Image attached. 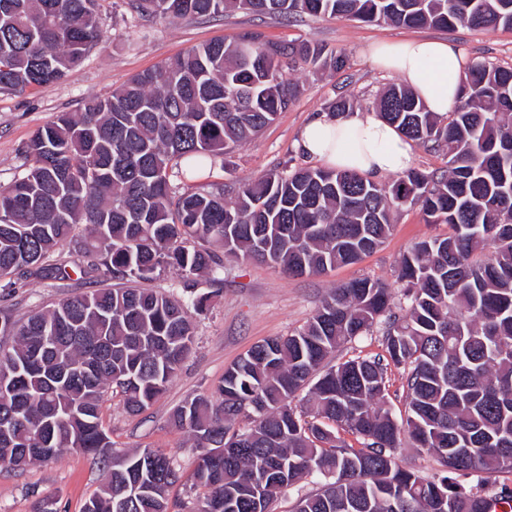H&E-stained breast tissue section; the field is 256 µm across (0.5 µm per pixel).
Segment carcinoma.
I'll return each mask as SVG.
<instances>
[{"mask_svg": "<svg viewBox=\"0 0 512 512\" xmlns=\"http://www.w3.org/2000/svg\"><path fill=\"white\" fill-rule=\"evenodd\" d=\"M95 0H0V92L62 79L102 37ZM142 18L169 22L228 10L296 18L328 14L409 28H512V0H129ZM322 48L266 40L192 47L37 129L32 164L0 188V279L64 280L54 259L65 244L79 273L112 280L68 296L23 322L0 320V470L22 472L66 450L107 471L82 512H179L169 490L182 474L153 448L116 454L100 416L105 389L139 414L164 393L193 344L188 305L152 288L166 269L183 279L197 311L219 281L224 255L292 275L354 264L392 231V211L419 206L448 235L415 243L398 280L406 315L384 284L359 279L331 289L307 327L266 339L224 371L216 396L172 413L188 433L202 489L196 512H272L286 487L323 481L293 512H495L512 508V68L476 61L453 111H427L390 85L379 115L408 139L441 151L446 168L412 169L391 185L353 171H271L233 197L224 187L171 182L179 160L219 156L287 110L296 58ZM489 248L488 254L478 253ZM384 324L385 353L337 365L343 343ZM406 374L407 415L386 408L388 366ZM308 389L317 420L291 407ZM251 426L234 428L238 417ZM355 435L361 447L336 435ZM437 457L429 477L396 462L401 437ZM142 479L144 496L118 506Z\"/></svg>", "mask_w": 512, "mask_h": 512, "instance_id": "carcinoma-1", "label": "carcinoma"}]
</instances>
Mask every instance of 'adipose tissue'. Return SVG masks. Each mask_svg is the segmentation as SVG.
Segmentation results:
<instances>
[{"label":"adipose tissue","instance_id":"obj_1","mask_svg":"<svg viewBox=\"0 0 512 512\" xmlns=\"http://www.w3.org/2000/svg\"><path fill=\"white\" fill-rule=\"evenodd\" d=\"M369 54L377 68L399 74L429 111L441 115L457 104L467 56L456 42L385 40L371 45ZM297 146L325 169L356 171L371 178L405 174L413 160L409 140L372 112L314 116L301 132Z\"/></svg>","mask_w":512,"mask_h":512}]
</instances>
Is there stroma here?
Listing matches in <instances>:
<instances>
[{
	"mask_svg": "<svg viewBox=\"0 0 512 512\" xmlns=\"http://www.w3.org/2000/svg\"><path fill=\"white\" fill-rule=\"evenodd\" d=\"M127 2L97 0L103 39L63 79L0 93V187L22 176L25 144L36 129L60 113L77 111L89 98L111 95L132 76L193 46L217 39L229 41L246 31L260 32L274 41H312L326 53L343 55L346 66L339 71L330 67L315 71L296 62L288 76L297 84L298 93L288 110L251 141L210 158L199 174L175 175L177 184H220L229 193L269 171L288 173L310 166V159L297 148L299 134L314 115L330 112L337 90H344L354 100L356 111L372 112L380 92L399 82V75L379 70L371 62L368 48L374 41L412 35L450 39L464 48L469 61L512 67V29L412 30L330 15L288 23L239 11L213 19L161 23L133 14ZM447 232V225L426 223L419 207L404 206L395 212L393 231L383 244L359 262L322 275L286 277L266 265L226 258L218 285L204 279L199 282V291L209 292L215 287L219 293L212 296L204 311L193 314L192 350L165 393L148 410L134 415L124 409L119 394L105 392L101 417L113 451L123 454L157 448L172 458L183 476H190L196 454L186 432L170 422L176 407L194 396L214 394L225 369L254 344L300 331L333 288L369 278L385 283L394 297H401L397 268L402 255L414 243ZM89 288L88 281L74 278L30 279L13 288L0 286V316L16 321ZM104 481V471L91 457L68 450L21 473L0 471V512H36L39 501L45 498L55 501L58 512H82L85 500Z\"/></svg>",
	"mask_w": 512,
	"mask_h": 512,
	"instance_id": "1",
	"label": "stroma"
}]
</instances>
